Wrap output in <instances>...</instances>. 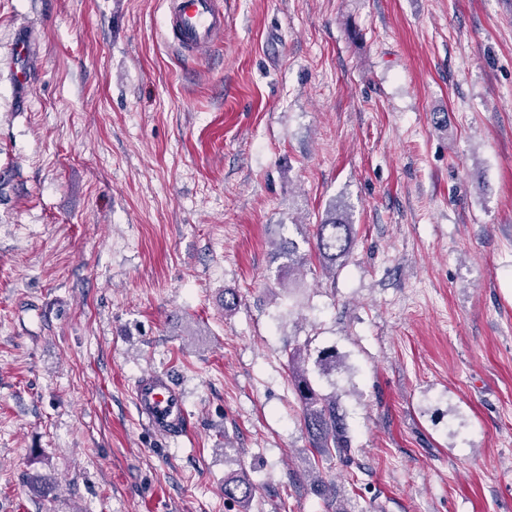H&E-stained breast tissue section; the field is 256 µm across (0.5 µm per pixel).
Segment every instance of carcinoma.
<instances>
[{
    "instance_id": "obj_1",
    "label": "carcinoma",
    "mask_w": 512,
    "mask_h": 512,
    "mask_svg": "<svg viewBox=\"0 0 512 512\" xmlns=\"http://www.w3.org/2000/svg\"><path fill=\"white\" fill-rule=\"evenodd\" d=\"M313 240L321 266L334 269L353 246L354 225L350 224L346 213L333 208L314 225ZM286 357L292 390L301 407L310 447L321 456L334 453L340 457L350 453L352 440L344 414L340 412L338 396L334 392H322L311 378L307 347H290ZM254 492V483L245 474L224 481V496L241 503L250 501Z\"/></svg>"
}]
</instances>
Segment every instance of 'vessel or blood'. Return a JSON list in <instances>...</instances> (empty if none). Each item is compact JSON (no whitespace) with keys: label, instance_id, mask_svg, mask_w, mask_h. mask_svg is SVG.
I'll list each match as a JSON object with an SVG mask.
<instances>
[{"label":"vessel or blood","instance_id":"vessel-or-blood-1","mask_svg":"<svg viewBox=\"0 0 512 512\" xmlns=\"http://www.w3.org/2000/svg\"><path fill=\"white\" fill-rule=\"evenodd\" d=\"M168 31L172 44L197 57L224 37V12L217 0H167ZM31 42L18 37L13 45L14 81L30 80ZM134 405L141 421L168 435L183 432L186 424L182 392L169 373L141 376L134 387Z\"/></svg>","mask_w":512,"mask_h":512}]
</instances>
